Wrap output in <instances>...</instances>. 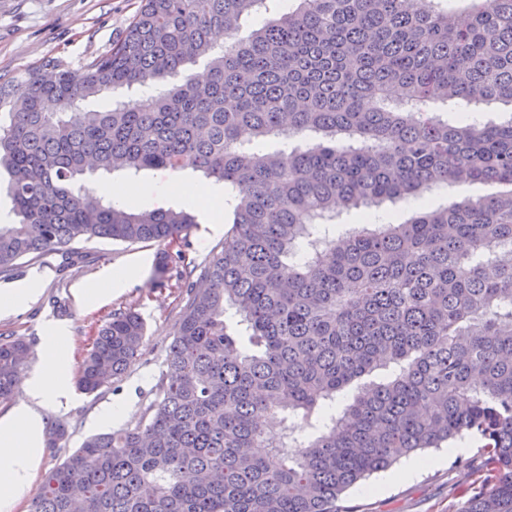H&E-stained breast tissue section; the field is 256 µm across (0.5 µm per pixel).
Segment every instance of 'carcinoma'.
<instances>
[{
    "mask_svg": "<svg viewBox=\"0 0 512 512\" xmlns=\"http://www.w3.org/2000/svg\"><path fill=\"white\" fill-rule=\"evenodd\" d=\"M421 13L415 0H298L249 39L266 0H142L123 36L73 71L0 83V171L16 220L0 273L94 238L166 246L187 208L132 212L86 187L115 171L190 169L224 184L231 228L202 285L182 251L185 305L133 429L90 435L53 467L30 512H355L345 493L404 457L466 436L485 473L457 512H512V189L426 207L405 222L314 235L343 210L440 185L512 186V115L450 123L438 102L512 103V0ZM224 33V45L215 35ZM206 70L175 81L198 60ZM147 85L157 94L85 103ZM313 132L306 148L256 141ZM143 318L115 309L78 370L93 394L137 360ZM30 351L0 335V401ZM342 412L327 408L354 382ZM278 417L281 435L264 429ZM67 424L47 430L54 448ZM262 447L265 453L255 454Z\"/></svg>",
    "mask_w": 512,
    "mask_h": 512,
    "instance_id": "cac0c4a2",
    "label": "carcinoma"
}]
</instances>
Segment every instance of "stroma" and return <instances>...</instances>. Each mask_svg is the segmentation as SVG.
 <instances>
[{"mask_svg":"<svg viewBox=\"0 0 512 512\" xmlns=\"http://www.w3.org/2000/svg\"><path fill=\"white\" fill-rule=\"evenodd\" d=\"M140 0H0V81L14 79L27 69L54 61L76 70L94 57L105 53L119 39ZM196 181L189 170L179 173L166 169H145L139 173H116L90 180V188L111 191L112 187H140L144 195L126 200L128 210L164 207L181 208L179 199L170 195L171 180ZM506 185L496 182L463 183L451 188H436L426 199H409L379 210V218H406L424 205L439 206L449 200L496 196L506 192ZM197 223L188 236L184 251L197 270H204L212 255L221 249L224 221L220 204L196 207ZM80 258L67 259L60 251L23 259L17 269L0 275V287L20 281L34 282V296L15 312L0 316V333L21 336L31 346L23 368L31 374L41 366L38 350L46 328L65 324L75 340L73 363H80L89 350L95 328L116 308L138 312L146 324L145 342L135 364L122 379L87 395L74 391L71 402L52 408L50 416L69 424V435L58 447L46 449L41 467L49 472L67 455L79 448L86 436L138 425L148 405L154 400V385L164 366L166 351L174 338L182 314L183 291L177 286L174 270L156 277V244L128 245L106 239L79 243ZM127 271L123 286L101 301L89 303L79 294L85 283L95 282L104 272ZM116 404L127 411L112 422H102V414ZM482 441L471 437L470 449L447 457L437 467L421 470L409 481L394 482L382 491H373V479L351 487L347 499L358 512H457L456 491L473 482L483 468Z\"/></svg>","mask_w":512,"mask_h":512,"instance_id":"obj_1","label":"stroma"}]
</instances>
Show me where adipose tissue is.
I'll list each match as a JSON object with an SVG mask.
<instances>
[{"label": "adipose tissue", "instance_id": "1", "mask_svg": "<svg viewBox=\"0 0 512 512\" xmlns=\"http://www.w3.org/2000/svg\"><path fill=\"white\" fill-rule=\"evenodd\" d=\"M72 342L63 325L49 328L40 344L42 369L25 381V399L0 417V512H18L35 487L44 458V411L70 399Z\"/></svg>", "mask_w": 512, "mask_h": 512}]
</instances>
